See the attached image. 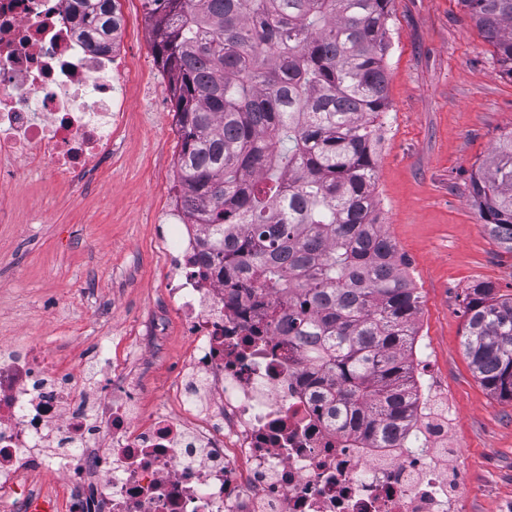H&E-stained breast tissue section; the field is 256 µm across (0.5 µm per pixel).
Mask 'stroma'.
I'll return each mask as SVG.
<instances>
[{
    "label": "stroma",
    "mask_w": 512,
    "mask_h": 512,
    "mask_svg": "<svg viewBox=\"0 0 512 512\" xmlns=\"http://www.w3.org/2000/svg\"><path fill=\"white\" fill-rule=\"evenodd\" d=\"M114 49L125 118L89 183L44 178L0 188V342L40 338L66 365L87 362L102 336L133 345L140 320L165 299L157 227L177 182L180 136L168 77L153 51L143 0H120ZM389 108L380 122L377 214L421 295L414 375L456 418L445 451L471 479L468 512H512V400L476 379L461 345L465 295L479 282L512 297V253L484 229L471 177L512 131V77L459 0H391ZM192 351L168 320L152 368L150 407L176 406V367Z\"/></svg>",
    "instance_id": "obj_1"
}]
</instances>
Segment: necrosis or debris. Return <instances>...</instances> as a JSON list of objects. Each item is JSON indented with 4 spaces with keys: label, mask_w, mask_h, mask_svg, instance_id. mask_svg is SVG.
Segmentation results:
<instances>
[{
    "label": "necrosis or debris",
    "mask_w": 512,
    "mask_h": 512,
    "mask_svg": "<svg viewBox=\"0 0 512 512\" xmlns=\"http://www.w3.org/2000/svg\"><path fill=\"white\" fill-rule=\"evenodd\" d=\"M87 42L65 0H0L1 176L69 184L111 152L123 65ZM203 232L176 200L159 227L167 303L122 358L99 337L105 386L38 340L0 343V503L42 512L52 498L28 475L51 468L69 512H465L448 494L451 460L372 448L334 423L295 343L268 323L272 295L203 262ZM172 310L193 352L177 367L179 411L149 414Z\"/></svg>",
    "instance_id": "1"
}]
</instances>
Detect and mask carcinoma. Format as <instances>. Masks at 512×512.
Masks as SVG:
<instances>
[{
    "label": "carcinoma",
    "mask_w": 512,
    "mask_h": 512,
    "mask_svg": "<svg viewBox=\"0 0 512 512\" xmlns=\"http://www.w3.org/2000/svg\"><path fill=\"white\" fill-rule=\"evenodd\" d=\"M117 40L119 0H84ZM391 0H144L180 134L178 185L209 264L252 275L321 373L337 422L372 448L427 447L411 358L420 293L375 217L376 121L388 110ZM512 76V0H461ZM486 231L512 253V132L472 179ZM462 346L512 400V297L479 283Z\"/></svg>",
    "instance_id": "obj_1"
}]
</instances>
